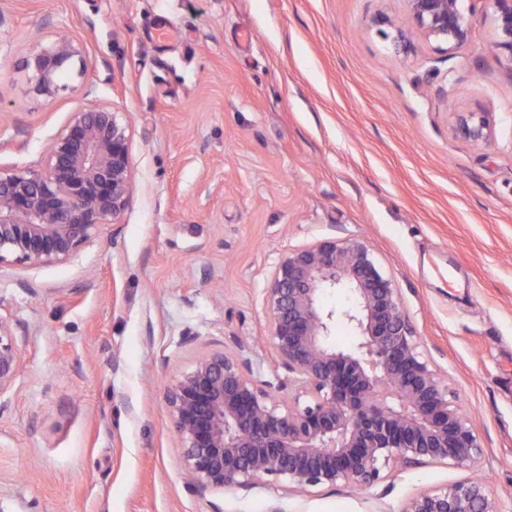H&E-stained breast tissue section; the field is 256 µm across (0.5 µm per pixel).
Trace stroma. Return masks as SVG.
<instances>
[{"label": "stroma", "instance_id": "35a3bbf8", "mask_svg": "<svg viewBox=\"0 0 512 512\" xmlns=\"http://www.w3.org/2000/svg\"><path fill=\"white\" fill-rule=\"evenodd\" d=\"M402 0H0V167L49 168L88 95L128 124L131 197L64 263L0 267L21 371L0 391V512H405L481 476L512 512V63L491 13L465 45L396 54ZM85 76L34 92L29 50ZM489 113L490 142L453 129ZM360 240L483 450L302 495L188 488L167 394L221 351L287 382L267 292L292 250ZM78 63L77 74H84L85 62L82 46L71 38H61L48 49L29 52L24 70L31 71L29 81L33 90L46 97H54L60 86L59 75L69 63Z\"/></svg>", "mask_w": 512, "mask_h": 512}]
</instances>
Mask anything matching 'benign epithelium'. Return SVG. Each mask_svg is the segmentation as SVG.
I'll list each match as a JSON object with an SVG mask.
<instances>
[{
    "label": "benign epithelium",
    "mask_w": 512,
    "mask_h": 512,
    "mask_svg": "<svg viewBox=\"0 0 512 512\" xmlns=\"http://www.w3.org/2000/svg\"><path fill=\"white\" fill-rule=\"evenodd\" d=\"M404 2L417 31L449 50L466 44L479 11L492 8L495 47L512 62V0ZM373 23L392 29L396 50L411 48L391 17ZM75 62L83 75L82 46L62 38L28 53L23 67L33 90L53 97L61 71ZM455 127L475 144L490 139L487 112H457ZM127 130L112 107L90 103L54 140L48 173L0 169V266L65 262L101 227L120 223L131 193ZM328 288L350 289L351 305L323 310L318 297ZM267 305L276 354L294 374L292 396L274 398L270 390L284 385L254 380L222 351L179 377L168 401L190 485L247 487L274 476L299 491L338 482L369 488L392 463L477 465L482 448L468 418L417 351L396 291L365 243L324 239L288 253ZM338 318L358 333L349 352L328 343ZM21 330L0 318V391L20 371ZM404 512L498 510L488 484L470 479L420 494Z\"/></svg>",
    "instance_id": "1"
}]
</instances>
